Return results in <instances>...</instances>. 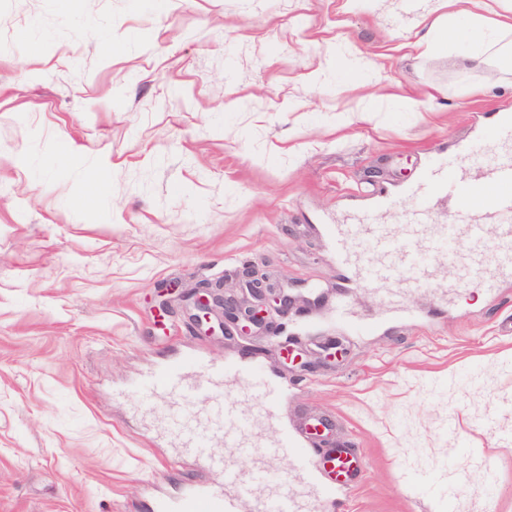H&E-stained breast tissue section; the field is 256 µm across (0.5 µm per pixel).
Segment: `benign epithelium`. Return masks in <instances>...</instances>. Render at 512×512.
I'll return each mask as SVG.
<instances>
[{
    "label": "benign epithelium",
    "mask_w": 512,
    "mask_h": 512,
    "mask_svg": "<svg viewBox=\"0 0 512 512\" xmlns=\"http://www.w3.org/2000/svg\"><path fill=\"white\" fill-rule=\"evenodd\" d=\"M235 288L246 290L248 297L240 299L229 288L221 293L209 286L194 289L198 311L196 319L200 322L208 321L212 315L220 312L224 315V322L231 323L246 334L251 327L261 325L271 312L294 302L283 291L270 287L266 274L254 263L243 265Z\"/></svg>",
    "instance_id": "7a95c632"
}]
</instances>
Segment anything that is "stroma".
<instances>
[{
	"label": "stroma",
	"mask_w": 512,
	"mask_h": 512,
	"mask_svg": "<svg viewBox=\"0 0 512 512\" xmlns=\"http://www.w3.org/2000/svg\"><path fill=\"white\" fill-rule=\"evenodd\" d=\"M434 0H0V512H146L202 478L137 391L185 352L261 362L294 413L365 451L347 512H512V285L354 278L331 224L397 227L435 163L512 113V73L419 55ZM430 96L428 112L390 97ZM107 193L79 206L91 179ZM253 261L297 301L270 330L197 328L166 284ZM353 319L381 327L352 331ZM415 318L398 319V306ZM426 492L411 496L412 480Z\"/></svg>",
	"instance_id": "obj_1"
}]
</instances>
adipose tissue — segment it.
I'll return each instance as SVG.
<instances>
[{
    "label": "adipose tissue",
    "instance_id": "obj_1",
    "mask_svg": "<svg viewBox=\"0 0 512 512\" xmlns=\"http://www.w3.org/2000/svg\"><path fill=\"white\" fill-rule=\"evenodd\" d=\"M439 17L429 25L425 35L416 47L420 53L431 51L434 45L443 44L452 33L451 20L465 17L470 21L463 43L473 61H483L490 48H497V66L512 71V47L506 46V36L512 34V24L492 18L493 6L490 0H438Z\"/></svg>",
    "mask_w": 512,
    "mask_h": 512
}]
</instances>
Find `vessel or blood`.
Masks as SVG:
<instances>
[{
    "label": "vessel or blood",
    "instance_id": "b4317fda",
    "mask_svg": "<svg viewBox=\"0 0 512 512\" xmlns=\"http://www.w3.org/2000/svg\"><path fill=\"white\" fill-rule=\"evenodd\" d=\"M423 183V208L410 212L399 232L378 223L371 212L356 224L331 225L329 233L336 242L339 266L347 269L357 263L354 246L359 243L373 257L366 271L369 278L402 285L414 283L427 256L447 253L444 241L424 238L425 210L443 192L454 201V211L443 227L444 240L466 237L473 244L472 251L460 259L465 275L480 276L481 285L488 292L512 281V160L487 167L475 181L452 167L435 168ZM485 215L498 219L496 242L490 248L484 244L481 218ZM234 378L248 381L253 394L266 400L269 421L279 423L288 417L289 404L269 372L252 363L228 365L188 353L141 380L144 402L164 414L171 430L180 437L181 456L222 478L217 486L205 479L197 480L186 484L177 496L155 497L149 512H308L309 501L323 507L336 505L363 481V472L353 466V452L341 444L312 454L286 433L270 443L253 440L251 421L224 397L225 382ZM202 394L207 395L209 406L200 412L194 409L193 402ZM215 440L256 454L250 476H243L223 455L212 451ZM283 457L288 458L299 476L295 487L271 476V462Z\"/></svg>",
    "mask_w": 512,
    "mask_h": 512
}]
</instances>
